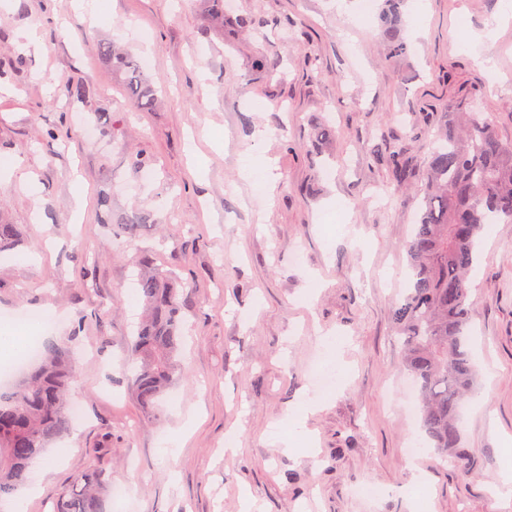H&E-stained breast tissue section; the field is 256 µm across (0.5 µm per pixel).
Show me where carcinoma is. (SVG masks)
I'll list each match as a JSON object with an SVG mask.
<instances>
[{
    "label": "carcinoma",
    "mask_w": 512,
    "mask_h": 512,
    "mask_svg": "<svg viewBox=\"0 0 512 512\" xmlns=\"http://www.w3.org/2000/svg\"><path fill=\"white\" fill-rule=\"evenodd\" d=\"M206 34L232 23L248 34L266 23L253 14L228 21L224 0H203ZM101 58L125 75L128 103L145 110L156 103L159 88L145 76L141 62L110 40L98 45ZM64 92L74 103L89 95L83 83H68ZM430 147L423 176L424 195L406 245L411 275L406 293L394 302L392 321L403 338L404 368L418 392V422L429 447L443 458L468 456L462 428L467 400L477 395L472 351L475 301L469 275L479 255V237L487 224H512V142L503 141L493 125L474 112H445L436 129H427ZM373 160L393 169L402 184L410 172L397 149L376 148ZM103 224L127 232L128 221L112 211V198L99 193ZM23 244L14 224L0 222V252ZM136 286L146 315L133 332L131 387L142 407L151 409L181 375L178 354L187 294L181 283L142 262ZM73 366L66 346L45 350L21 382L0 395V498L21 491L31 464L49 444L67 435L72 424L67 391ZM111 481L90 468L78 473L54 512H103Z\"/></svg>",
    "instance_id": "obj_1"
}]
</instances>
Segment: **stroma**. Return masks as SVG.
I'll list each match as a JSON object with an SVG mask.
<instances>
[{
    "mask_svg": "<svg viewBox=\"0 0 512 512\" xmlns=\"http://www.w3.org/2000/svg\"><path fill=\"white\" fill-rule=\"evenodd\" d=\"M235 2L269 21L238 44L200 36L199 0H107L94 23L72 0H0V68L25 60L0 79V161L16 165L0 186V221L25 239L0 254V316L55 309L34 343L67 342L70 396L84 409L35 463L27 512H46L91 466L130 492L103 512H239L245 488L254 512H512L498 493L512 465V224L487 226L473 273L481 380L457 463L404 453L417 412L405 407L391 319L424 185L420 117L463 102L512 141V18L499 0H404L393 28L407 52L392 58L391 27L380 10L361 17L360 0ZM32 27L39 57L21 46ZM112 38L160 87L152 110L128 106L123 76L98 55ZM258 56L287 58L285 77L252 68ZM69 81L90 97L70 104ZM78 115L95 140L66 132ZM325 124L333 137L317 139ZM378 144L401 147L408 186L373 161ZM141 153L153 160L145 185L130 165ZM264 158L277 179L258 198L242 162ZM103 189L114 213L153 223L116 235L98 221ZM145 255L189 291L184 373L152 413L128 363L144 313L131 282ZM334 337L347 371L318 394L309 374ZM312 398L313 447L283 451L278 423ZM173 435L183 444L165 453ZM365 482L378 499L354 496Z\"/></svg>",
    "mask_w": 512,
    "mask_h": 512,
    "instance_id": "1",
    "label": "stroma"
}]
</instances>
